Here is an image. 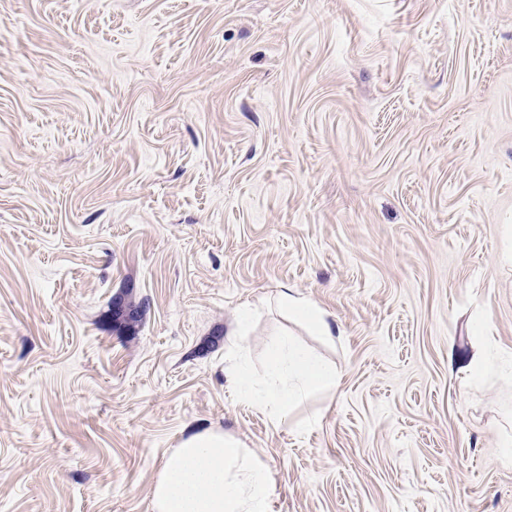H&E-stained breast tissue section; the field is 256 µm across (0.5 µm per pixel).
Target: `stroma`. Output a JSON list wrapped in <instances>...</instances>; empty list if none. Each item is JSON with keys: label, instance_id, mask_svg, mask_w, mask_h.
<instances>
[{"label": "stroma", "instance_id": "1", "mask_svg": "<svg viewBox=\"0 0 512 512\" xmlns=\"http://www.w3.org/2000/svg\"><path fill=\"white\" fill-rule=\"evenodd\" d=\"M511 243L512 0H0V512H152L200 426L271 512H512ZM244 306L336 369L278 427ZM290 288H286L277 297L278 306L289 315L306 324L318 336H334V328L324 312L312 302L297 297Z\"/></svg>", "mask_w": 512, "mask_h": 512}]
</instances>
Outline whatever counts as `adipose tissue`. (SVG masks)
I'll return each mask as SVG.
<instances>
[{
	"instance_id": "1",
	"label": "adipose tissue",
	"mask_w": 512,
	"mask_h": 512,
	"mask_svg": "<svg viewBox=\"0 0 512 512\" xmlns=\"http://www.w3.org/2000/svg\"><path fill=\"white\" fill-rule=\"evenodd\" d=\"M277 303L317 335H333L324 312L312 302L287 289ZM233 383L242 399L280 425L296 402L335 385L336 371L284 337L269 348L264 377H256L243 359ZM270 497L264 465L238 439L211 427L191 431L168 455L151 503L152 512H269Z\"/></svg>"
}]
</instances>
